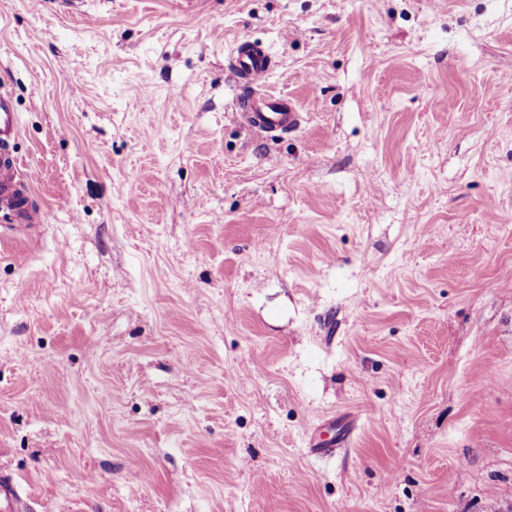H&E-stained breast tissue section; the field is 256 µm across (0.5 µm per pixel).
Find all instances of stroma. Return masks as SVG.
<instances>
[{
	"instance_id": "35a3bbf8",
	"label": "stroma",
	"mask_w": 512,
	"mask_h": 512,
	"mask_svg": "<svg viewBox=\"0 0 512 512\" xmlns=\"http://www.w3.org/2000/svg\"><path fill=\"white\" fill-rule=\"evenodd\" d=\"M0 88L21 512H512V0H0ZM236 44L233 69L247 89L239 104L241 120L265 138L298 129L303 120L302 113L297 112L284 95L265 90L273 67L266 48L256 44L247 33L240 34ZM19 135V117L10 95L0 90V212H9L14 220H28L40 213L33 199L32 185L23 180V162L13 148ZM23 200V204L20 201Z\"/></svg>"
}]
</instances>
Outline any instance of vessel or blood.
Masks as SVG:
<instances>
[{
    "instance_id": "vessel-or-blood-1",
    "label": "vessel or blood",
    "mask_w": 512,
    "mask_h": 512,
    "mask_svg": "<svg viewBox=\"0 0 512 512\" xmlns=\"http://www.w3.org/2000/svg\"><path fill=\"white\" fill-rule=\"evenodd\" d=\"M233 69L246 89L239 116L257 135L272 138L300 127L303 116L294 105L284 95L266 91L272 58L248 34H240L236 40ZM18 135L19 117L13 100L0 91V212L26 220L38 209L31 183L22 178L23 162L13 148Z\"/></svg>"
}]
</instances>
